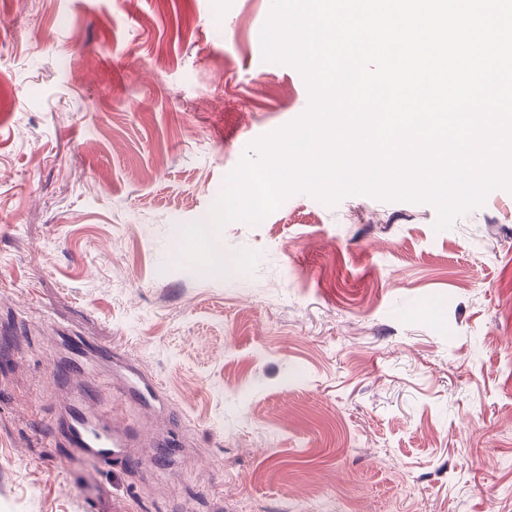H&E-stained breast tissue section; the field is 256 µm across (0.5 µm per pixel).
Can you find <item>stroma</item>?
Here are the masks:
<instances>
[{
	"label": "stroma",
	"instance_id": "stroma-1",
	"mask_svg": "<svg viewBox=\"0 0 512 512\" xmlns=\"http://www.w3.org/2000/svg\"><path fill=\"white\" fill-rule=\"evenodd\" d=\"M271 0H0V512H512V191L287 197L179 263L252 144L300 117ZM165 384L166 462L52 437L59 327Z\"/></svg>",
	"mask_w": 512,
	"mask_h": 512
}]
</instances>
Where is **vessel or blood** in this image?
I'll return each mask as SVG.
<instances>
[{
  "label": "vessel or blood",
  "mask_w": 512,
  "mask_h": 512,
  "mask_svg": "<svg viewBox=\"0 0 512 512\" xmlns=\"http://www.w3.org/2000/svg\"><path fill=\"white\" fill-rule=\"evenodd\" d=\"M73 362L63 366L65 375L85 371L89 361L115 359L116 351L84 336H65ZM166 393L155 376L135 364H127L122 379L107 401L91 402L89 395L72 399L59 422V439L64 447L83 459L97 464L130 467L140 462L139 447L144 442L136 410L163 405Z\"/></svg>",
  "instance_id": "obj_1"
}]
</instances>
